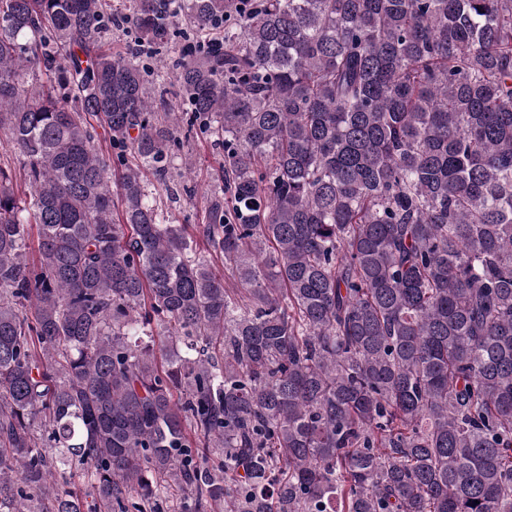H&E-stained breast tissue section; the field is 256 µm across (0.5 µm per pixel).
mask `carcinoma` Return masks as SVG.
Segmentation results:
<instances>
[{"label": "carcinoma", "mask_w": 512, "mask_h": 512, "mask_svg": "<svg viewBox=\"0 0 512 512\" xmlns=\"http://www.w3.org/2000/svg\"><path fill=\"white\" fill-rule=\"evenodd\" d=\"M129 11L0 0V512H512V0ZM192 150L198 162L196 181L216 183L221 176V156L213 151L210 143L202 137L195 139ZM166 207L174 217L175 224H197L196 213L200 212L202 203L197 197H193L190 201L185 195H180V198L167 201Z\"/></svg>", "instance_id": "1"}]
</instances>
